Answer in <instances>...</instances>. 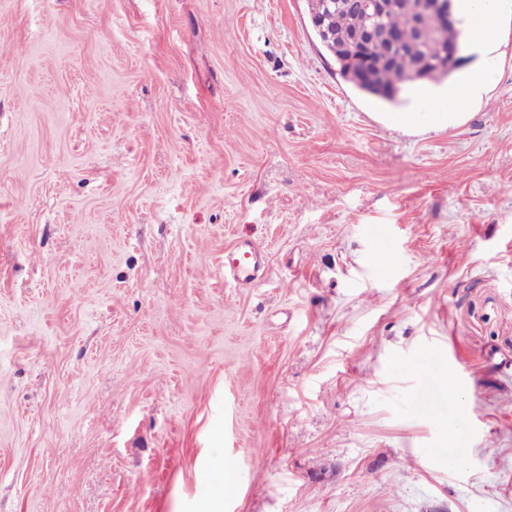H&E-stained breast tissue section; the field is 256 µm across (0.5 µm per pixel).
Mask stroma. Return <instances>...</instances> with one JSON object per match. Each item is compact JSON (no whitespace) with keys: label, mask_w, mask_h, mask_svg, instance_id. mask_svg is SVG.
Here are the masks:
<instances>
[{"label":"stroma","mask_w":512,"mask_h":512,"mask_svg":"<svg viewBox=\"0 0 512 512\" xmlns=\"http://www.w3.org/2000/svg\"><path fill=\"white\" fill-rule=\"evenodd\" d=\"M308 12L0 0V512H512V0L413 134ZM489 79L486 66L473 71L461 81L448 86V100L454 104L470 103L481 95ZM262 264V252L249 242L224 253V273H228L238 287L251 284L257 278Z\"/></svg>","instance_id":"obj_1"}]
</instances>
